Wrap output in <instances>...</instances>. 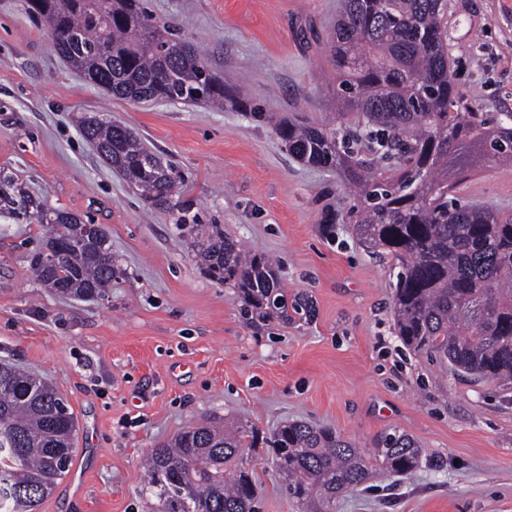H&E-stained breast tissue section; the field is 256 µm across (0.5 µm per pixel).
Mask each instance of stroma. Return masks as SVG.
<instances>
[{
    "instance_id": "1",
    "label": "stroma",
    "mask_w": 512,
    "mask_h": 512,
    "mask_svg": "<svg viewBox=\"0 0 512 512\" xmlns=\"http://www.w3.org/2000/svg\"><path fill=\"white\" fill-rule=\"evenodd\" d=\"M460 109L512 112V0H445ZM229 75L244 104L133 103L86 83L22 0H0V180L102 225L120 270L105 297L63 298L30 258L43 229L0 202V363L47 379L77 421L68 471L39 512H157L144 455L185 426L286 421L371 448L399 431L422 447L407 477L380 473L332 512H512V386L454 375L403 345L395 272L354 235L359 207L338 170L288 154L281 120L336 118L327 49L340 0H145ZM100 113L170 159L180 193L142 201L80 131ZM452 197L512 214V165L489 163ZM219 224L272 256L311 319L254 325L232 288L205 277L178 216ZM259 512H299L267 453L245 456Z\"/></svg>"
}]
</instances>
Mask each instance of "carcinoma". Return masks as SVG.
<instances>
[{
	"label": "carcinoma",
	"instance_id": "obj_1",
	"mask_svg": "<svg viewBox=\"0 0 512 512\" xmlns=\"http://www.w3.org/2000/svg\"><path fill=\"white\" fill-rule=\"evenodd\" d=\"M47 27L57 55L87 83L131 102L242 103L204 52L153 18L143 0H24ZM443 0H341L329 53L336 65L339 129L308 122L276 126L288 151L315 167L342 168L362 198L350 218L356 237L397 269V336L477 381L512 383V214L448 201V160L462 178L477 163L512 162V113L495 124L457 109L448 65ZM83 137L140 198L168 209L172 165L118 121L81 120ZM21 214L47 228L32 255L36 279L78 299L103 296L119 273L105 230L63 246L79 218L17 190ZM176 227L211 280L236 289L244 317L286 322L309 312L288 294L279 267L247 251L219 224L178 217ZM56 261L39 260L44 251ZM46 381L0 366V512H38L74 455V414ZM271 450L288 496L303 512H326L342 494L385 470L407 476L422 448L383 433L366 453L332 430L287 423L271 434L248 423L186 427L145 460L158 512H255L257 480L239 464L245 450Z\"/></svg>",
	"mask_w": 512,
	"mask_h": 512
}]
</instances>
